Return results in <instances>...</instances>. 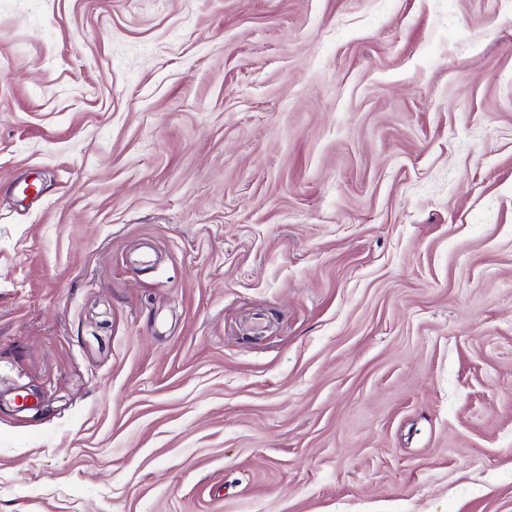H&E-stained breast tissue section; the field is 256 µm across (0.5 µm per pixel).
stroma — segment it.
I'll return each mask as SVG.
<instances>
[{
  "instance_id": "35a3bbf8",
  "label": "stroma",
  "mask_w": 512,
  "mask_h": 512,
  "mask_svg": "<svg viewBox=\"0 0 512 512\" xmlns=\"http://www.w3.org/2000/svg\"><path fill=\"white\" fill-rule=\"evenodd\" d=\"M0 512H512V0H0Z\"/></svg>"
}]
</instances>
